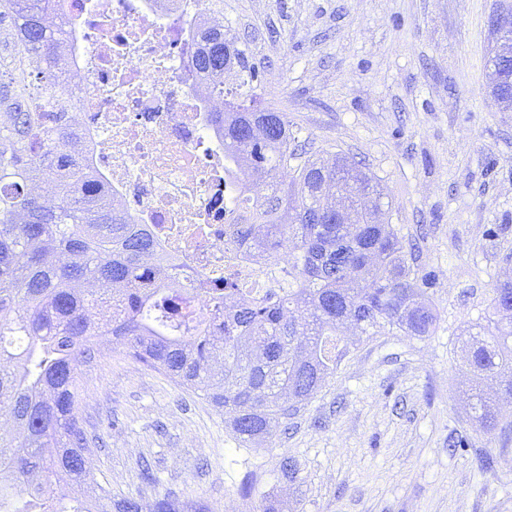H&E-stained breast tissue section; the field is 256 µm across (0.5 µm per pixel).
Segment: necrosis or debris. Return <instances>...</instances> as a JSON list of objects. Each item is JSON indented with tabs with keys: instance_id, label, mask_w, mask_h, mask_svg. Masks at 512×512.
Segmentation results:
<instances>
[{
	"instance_id": "obj_1",
	"label": "necrosis or debris",
	"mask_w": 512,
	"mask_h": 512,
	"mask_svg": "<svg viewBox=\"0 0 512 512\" xmlns=\"http://www.w3.org/2000/svg\"><path fill=\"white\" fill-rule=\"evenodd\" d=\"M64 14L81 36L68 52L77 151L153 239L150 261L176 267L199 309L228 279L238 301L278 293V261L226 232L252 213L227 209L224 141L206 119L224 101L196 92L187 64L194 27L223 13L202 0H64Z\"/></svg>"
}]
</instances>
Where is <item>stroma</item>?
<instances>
[{
    "mask_svg": "<svg viewBox=\"0 0 512 512\" xmlns=\"http://www.w3.org/2000/svg\"><path fill=\"white\" fill-rule=\"evenodd\" d=\"M500 2L224 0L258 100L287 114L308 153L346 154L380 180L391 224L436 275L439 324L423 339L347 329L336 371L249 445L165 373L103 350L78 368L75 415L113 497L144 512L166 493L212 512H259L265 499L279 512H512V397L474 386L461 351L495 285L512 281V112L485 90ZM496 224L508 231L492 242ZM477 392L490 425L472 418ZM456 438L467 448L452 450ZM144 459L157 483L142 480Z\"/></svg>",
    "mask_w": 512,
    "mask_h": 512,
    "instance_id": "obj_1",
    "label": "stroma"
}]
</instances>
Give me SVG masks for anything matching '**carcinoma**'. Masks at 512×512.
Listing matches in <instances>:
<instances>
[{"label": "carcinoma", "mask_w": 512, "mask_h": 512, "mask_svg": "<svg viewBox=\"0 0 512 512\" xmlns=\"http://www.w3.org/2000/svg\"><path fill=\"white\" fill-rule=\"evenodd\" d=\"M61 0H6L0 6V407L8 408L22 440L0 435V512H142L137 498L118 500L97 482L74 416L77 367L101 354L96 338L112 336L138 362L163 370L231 415L244 443L268 435L309 400L347 353L343 328L365 336L431 335L439 320L430 294L432 275L392 225L380 220L383 192L346 158L321 161L291 146L284 112H222L208 117L224 137V172L231 182L250 170L270 194L254 206L252 222L237 228L275 255L288 242V290L274 302H249L224 315L234 283L212 289L198 315L192 297L171 287L174 272L148 268L141 257L153 240L112 210L107 191L67 151L73 93L63 78L61 48L73 41L57 21ZM193 72L224 96L225 67H238L230 91L257 80L245 50L222 30L199 29ZM487 86L502 82V107L512 110V59L487 71ZM292 172L288 188L276 181ZM39 178L55 183L54 197L29 192ZM350 211L366 203L356 224L336 222L329 192ZM481 333L464 343L475 385L490 380L512 395V282L493 288ZM475 418L492 419L482 395ZM49 472L61 488L46 494L36 481ZM153 512H210L173 494Z\"/></svg>", "instance_id": "cac0c4a2"}]
</instances>
